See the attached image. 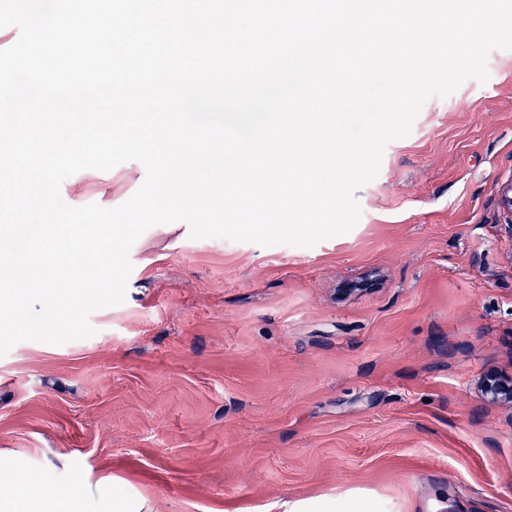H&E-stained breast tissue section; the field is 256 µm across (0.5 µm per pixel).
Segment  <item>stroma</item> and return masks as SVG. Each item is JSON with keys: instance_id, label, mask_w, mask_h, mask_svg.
<instances>
[{"instance_id": "stroma-1", "label": "stroma", "mask_w": 512, "mask_h": 512, "mask_svg": "<svg viewBox=\"0 0 512 512\" xmlns=\"http://www.w3.org/2000/svg\"><path fill=\"white\" fill-rule=\"evenodd\" d=\"M431 98L310 248L194 239L132 245L125 301L94 336L0 357V460L107 486L116 512H294L349 493L380 512H512V408L476 389L512 369V50ZM128 161L60 186L115 208Z\"/></svg>"}]
</instances>
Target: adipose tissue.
Returning a JSON list of instances; mask_svg holds the SVG:
<instances>
[{
	"instance_id": "obj_1",
	"label": "adipose tissue",
	"mask_w": 512,
	"mask_h": 512,
	"mask_svg": "<svg viewBox=\"0 0 512 512\" xmlns=\"http://www.w3.org/2000/svg\"><path fill=\"white\" fill-rule=\"evenodd\" d=\"M25 471L18 466L0 468V512H84V489L75 481L47 491L50 473H43L41 482L31 487L23 484Z\"/></svg>"
}]
</instances>
